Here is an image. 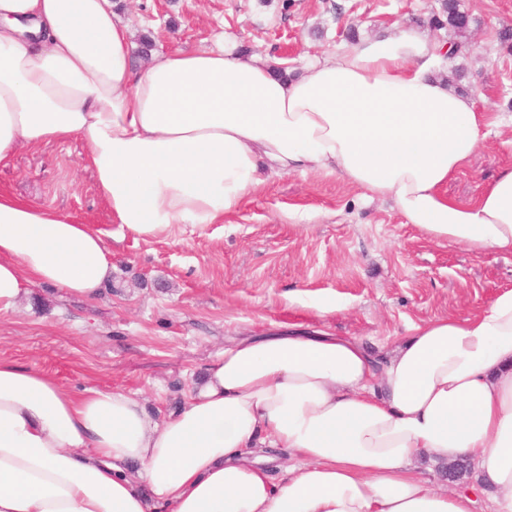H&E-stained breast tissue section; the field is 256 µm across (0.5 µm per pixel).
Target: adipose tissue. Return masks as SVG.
Returning <instances> with one entry per match:
<instances>
[{"label": "adipose tissue", "mask_w": 512, "mask_h": 512, "mask_svg": "<svg viewBox=\"0 0 512 512\" xmlns=\"http://www.w3.org/2000/svg\"><path fill=\"white\" fill-rule=\"evenodd\" d=\"M109 0H0V160L76 140L131 235L220 224L268 178L322 171L391 200L437 241L512 253V168L475 204L444 188L486 124L403 31L280 75L235 38L140 69ZM112 278L103 234L0 195V313L39 285L85 299ZM264 448L287 449L272 482ZM475 463L512 512V289L412 328L384 365L327 332L244 337L158 420L115 389L76 394L0 359V512H476L419 451Z\"/></svg>", "instance_id": "1"}]
</instances>
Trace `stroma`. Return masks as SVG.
Segmentation results:
<instances>
[{
    "mask_svg": "<svg viewBox=\"0 0 512 512\" xmlns=\"http://www.w3.org/2000/svg\"><path fill=\"white\" fill-rule=\"evenodd\" d=\"M134 38L150 54L211 47L216 33L249 55L300 71L358 38L415 30L438 0H117ZM471 17V51L449 61L452 87L480 97L491 126L444 188L475 203L512 167V0H460ZM0 194L68 215L105 235L112 280L94 301L40 286L0 315V358L53 375L79 392L122 389L157 416L176 411L206 366L245 336L293 328L359 340L378 360L413 326L474 315L512 289V254L441 243L406 223L394 205L318 172L272 176L223 223L181 224L144 240L113 222L75 140L24 145L0 161ZM420 477L474 491L480 512L493 492L479 469L451 482L428 456Z\"/></svg>",
    "mask_w": 512,
    "mask_h": 512,
    "instance_id": "obj_1",
    "label": "stroma"
}]
</instances>
